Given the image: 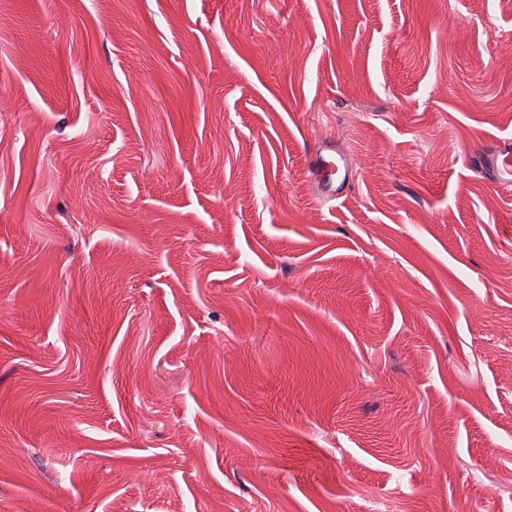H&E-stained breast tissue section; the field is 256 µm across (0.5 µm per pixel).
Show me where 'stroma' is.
<instances>
[{"label":"stroma","mask_w":512,"mask_h":512,"mask_svg":"<svg viewBox=\"0 0 512 512\" xmlns=\"http://www.w3.org/2000/svg\"><path fill=\"white\" fill-rule=\"evenodd\" d=\"M1 101L0 512H512V0H0ZM473 164L492 184L512 187V144L483 148L473 156ZM352 158L328 144L321 145L310 160L309 175L318 199L329 202L341 198L353 182Z\"/></svg>","instance_id":"1"}]
</instances>
